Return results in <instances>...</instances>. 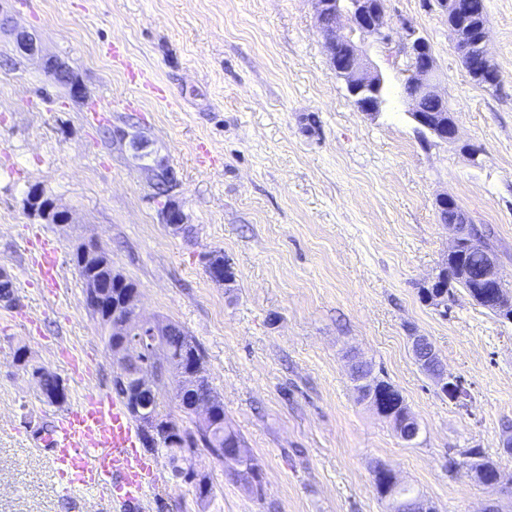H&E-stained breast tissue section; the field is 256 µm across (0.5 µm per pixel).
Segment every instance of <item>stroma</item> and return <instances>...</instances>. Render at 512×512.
I'll list each match as a JSON object with an SVG mask.
<instances>
[{"mask_svg":"<svg viewBox=\"0 0 512 512\" xmlns=\"http://www.w3.org/2000/svg\"><path fill=\"white\" fill-rule=\"evenodd\" d=\"M486 4L495 90L469 76L435 0H386L392 42L368 53L390 95L369 116L329 65L312 0H0V267L18 298L0 305V512H103L95 495L61 487L46 437L62 407L32 378L55 374L71 403L115 391L119 367L73 262L87 240L138 284L143 317L175 322L200 344L224 416L262 470L259 498L197 449L208 503L157 454L163 481L144 512H384L372 485L379 464L435 512H482L493 499L512 512V499L448 465L478 448L512 473L501 445L512 428V323L460 287L444 308L421 294L451 243L443 195L488 236L512 283V0ZM409 24L432 46L455 142L419 130L408 112L406 62L393 53ZM18 30L38 54L17 49ZM111 42L126 46L145 84L113 66ZM49 58L83 97L50 80ZM160 161L177 180L168 198L155 187ZM36 185L70 223L27 208ZM169 199L191 233L163 224ZM39 235L60 250L53 295L30 260ZM211 254L231 266L232 284L209 276ZM17 309L32 326L12 320ZM415 336L462 379L466 405L418 365ZM64 346L88 357V375L71 373ZM358 359L402 394L416 440H400L359 399Z\"/></svg>","mask_w":512,"mask_h":512,"instance_id":"stroma-1","label":"stroma"}]
</instances>
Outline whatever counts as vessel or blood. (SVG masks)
Listing matches in <instances>:
<instances>
[{
  "instance_id": "1",
  "label": "vessel or blood",
  "mask_w": 512,
  "mask_h": 512,
  "mask_svg": "<svg viewBox=\"0 0 512 512\" xmlns=\"http://www.w3.org/2000/svg\"><path fill=\"white\" fill-rule=\"evenodd\" d=\"M30 250L37 279L48 293H56L58 245L40 237ZM50 445L68 488L99 497L115 494L124 508L142 505L161 481L156 460L140 448L139 430L124 402L101 392L79 399L58 415Z\"/></svg>"
}]
</instances>
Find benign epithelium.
<instances>
[{
    "label": "benign epithelium",
    "instance_id": "obj_1",
    "mask_svg": "<svg viewBox=\"0 0 512 512\" xmlns=\"http://www.w3.org/2000/svg\"><path fill=\"white\" fill-rule=\"evenodd\" d=\"M437 5L448 15V25L453 34H458L459 23L465 16L471 14L469 5L461 0H439ZM345 15L351 36H337L336 25L333 24L323 32L326 48L329 49L336 43L349 45L356 58V66L345 71L339 79L344 81L347 93L357 108L368 115H374L379 112L384 103L381 96L384 79L378 67L370 59L365 45L370 42L388 45L392 41L384 0H347ZM405 30L406 37L398 45L397 55L406 59V84L413 88V94L409 97L410 116L419 129L429 132L441 141L452 142L456 138V127L450 115L446 112H427L422 108V102L426 99L439 100L443 105H448L447 98L439 92L440 72L433 50L423 37L417 35L411 25H405ZM472 67L474 72L485 75L489 84L499 83V74L494 69L487 52H481L473 61ZM44 70L53 81L67 85L72 95L82 94L80 85L63 63L49 59L44 64ZM156 168V180L166 182L165 195L168 196L176 186L174 172L161 161L157 163ZM47 198H49L48 193L43 188L36 187L28 198V207L54 224L68 222L69 214L56 209L54 203L51 202L42 208L37 206L38 202ZM161 216L163 223L176 233L184 230L187 224V215L172 199L165 203ZM449 228L453 233V239L448 255L454 256L462 245L471 243L470 224L465 221L451 224ZM78 253L82 264H90L102 257V248L97 242L91 240L81 244ZM459 278L477 282L478 289L472 291L471 298L495 313L500 319L512 322V306L502 304L499 299L501 290L509 287V284L500 273L496 254H487L482 267L475 274L464 268L461 269ZM83 284L85 304L96 313L100 301L109 293V288L104 280L93 276L83 278ZM139 297L140 289L136 287L126 289L112 299V313L108 325L113 335L112 355L119 364V372L114 380L115 387L122 392L121 398L129 414L140 423L147 445H173L184 448L196 436V432L189 429L173 431L153 412V400L159 396L169 374L174 369L172 360L159 344L161 337L171 330L172 325L142 318L138 309ZM145 335L151 337L153 345L148 359L142 356L140 341V337ZM412 350L421 368H433L429 375L436 380L439 388L448 391L452 401L464 403L467 391L461 379L447 372L429 340L424 336L413 337ZM189 386L197 390L192 398V409L194 415L198 417V424L211 423L215 411L208 391V380L204 371L195 365L189 366L182 372L179 387L183 389ZM419 430L417 418L408 414L406 420L396 426L395 433L401 440L410 442L417 437ZM177 474L186 483L192 485L198 494L210 487L208 477L198 472L189 463L179 467Z\"/></svg>",
    "mask_w": 512,
    "mask_h": 512
}]
</instances>
